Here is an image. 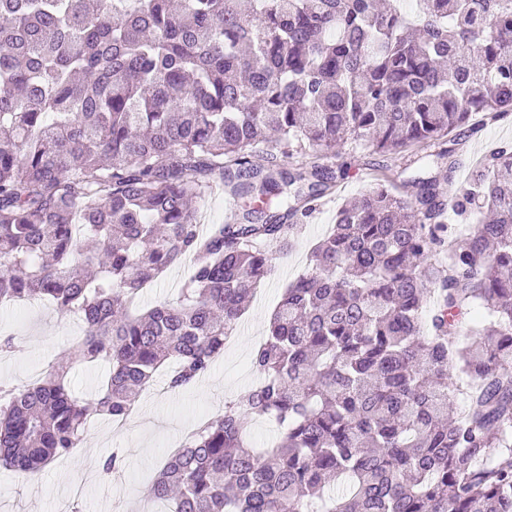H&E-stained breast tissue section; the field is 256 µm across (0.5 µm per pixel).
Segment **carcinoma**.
<instances>
[{
  "label": "carcinoma",
  "mask_w": 512,
  "mask_h": 512,
  "mask_svg": "<svg viewBox=\"0 0 512 512\" xmlns=\"http://www.w3.org/2000/svg\"><path fill=\"white\" fill-rule=\"evenodd\" d=\"M0 0V300L49 299L85 335L46 379L0 388V466L81 451L165 363L194 385L334 188L348 141L382 155L512 111V0ZM310 167L285 169L295 154ZM265 164H252L251 157ZM406 197L341 206L255 348L257 384L172 454L173 512H512V150L454 196L452 149ZM240 200L202 231L199 176ZM486 214L447 236L448 210ZM190 258L175 304L128 300ZM429 322L422 326L427 304ZM481 304L490 321L465 319ZM112 365L80 404L76 365ZM469 392L455 403L461 380ZM255 415L280 427L262 452Z\"/></svg>",
  "instance_id": "cac0c4a2"
}]
</instances>
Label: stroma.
<instances>
[{
  "mask_svg": "<svg viewBox=\"0 0 512 512\" xmlns=\"http://www.w3.org/2000/svg\"><path fill=\"white\" fill-rule=\"evenodd\" d=\"M501 146L512 148V112L487 124L473 118L457 147L463 164L455 174L453 189L465 185L473 168ZM328 164L335 173L331 194L319 199L304 218L293 251L274 259L272 274L258 288L226 341L223 356L209 371L194 386L179 392L168 391L165 372H157L141 393L127 427L115 429L103 417L88 422L79 457L58 458L35 474L0 468V512H71L76 500L83 512H145L144 493L170 443L181 440L193 423L219 415L225 402L257 383L253 350L266 336L286 287L306 273L310 251L329 234L338 207L369 190L377 177L386 175L403 182L408 161L403 155L386 158L348 143ZM193 205L202 224H226L234 216L232 200L216 175L203 179ZM189 273L187 265L171 267L131 304V311H141L158 301L177 300ZM84 333V324L77 316L60 315L42 301L17 308L0 307V339L12 341L10 348L0 350V386L10 388L43 379ZM114 453L122 459L117 474L103 469L104 460Z\"/></svg>",
  "mask_w": 512,
  "mask_h": 512,
  "instance_id": "35a3bbf8",
  "label": "stroma"
}]
</instances>
